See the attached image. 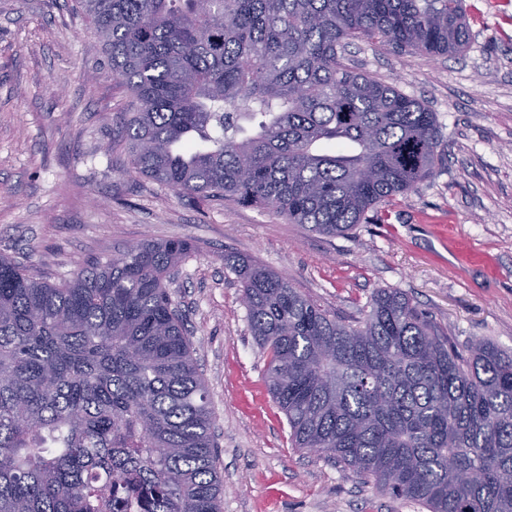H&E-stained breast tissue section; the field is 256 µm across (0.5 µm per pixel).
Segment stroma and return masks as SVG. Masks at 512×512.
I'll return each instance as SVG.
<instances>
[{
  "label": "stroma",
  "instance_id": "35a3bbf8",
  "mask_svg": "<svg viewBox=\"0 0 512 512\" xmlns=\"http://www.w3.org/2000/svg\"><path fill=\"white\" fill-rule=\"evenodd\" d=\"M465 8L457 57L347 46L346 65L436 113L446 155L417 189L329 237L129 173L112 143L129 95L78 0H0V252L57 282L142 242L190 243L169 291L207 382L223 512H425L293 447L225 257L282 275L350 324L377 289H400L457 346L512 353V0Z\"/></svg>",
  "mask_w": 512,
  "mask_h": 512
}]
</instances>
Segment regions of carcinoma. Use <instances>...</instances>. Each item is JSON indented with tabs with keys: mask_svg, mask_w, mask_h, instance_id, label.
<instances>
[{
	"mask_svg": "<svg viewBox=\"0 0 512 512\" xmlns=\"http://www.w3.org/2000/svg\"><path fill=\"white\" fill-rule=\"evenodd\" d=\"M463 2L81 0L131 94L132 173L329 236L444 151L436 113L348 68L345 47L460 55ZM190 252L144 242L58 283L0 254V512H222L207 387L168 291ZM225 266L294 447L428 512H512V354L457 347L397 288L352 325L272 271Z\"/></svg>",
	"mask_w": 512,
	"mask_h": 512,
	"instance_id": "obj_1",
	"label": "carcinoma"
}]
</instances>
